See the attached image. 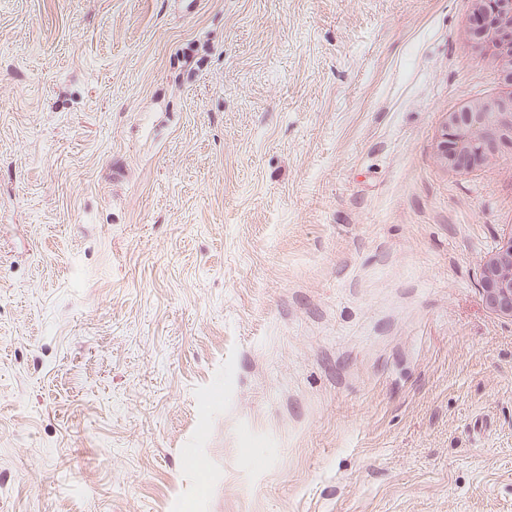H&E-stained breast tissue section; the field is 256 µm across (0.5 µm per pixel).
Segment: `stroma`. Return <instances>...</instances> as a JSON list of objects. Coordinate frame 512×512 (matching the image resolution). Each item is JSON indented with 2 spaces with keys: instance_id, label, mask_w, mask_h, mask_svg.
Instances as JSON below:
<instances>
[{
  "instance_id": "1",
  "label": "stroma",
  "mask_w": 512,
  "mask_h": 512,
  "mask_svg": "<svg viewBox=\"0 0 512 512\" xmlns=\"http://www.w3.org/2000/svg\"><path fill=\"white\" fill-rule=\"evenodd\" d=\"M472 10L0 0V512H512ZM442 132L439 160L448 167L468 171L503 160L502 148L512 149V91L448 113Z\"/></svg>"
}]
</instances>
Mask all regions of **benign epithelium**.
<instances>
[{
    "mask_svg": "<svg viewBox=\"0 0 512 512\" xmlns=\"http://www.w3.org/2000/svg\"><path fill=\"white\" fill-rule=\"evenodd\" d=\"M469 32L472 39L498 50L504 76L512 86V0H476ZM505 146L512 148V91L449 113L439 160L468 171L504 158ZM480 286L488 308L512 320V234L483 261Z\"/></svg>",
    "mask_w": 512,
    "mask_h": 512,
    "instance_id": "benign-epithelium-1",
    "label": "benign epithelium"
}]
</instances>
